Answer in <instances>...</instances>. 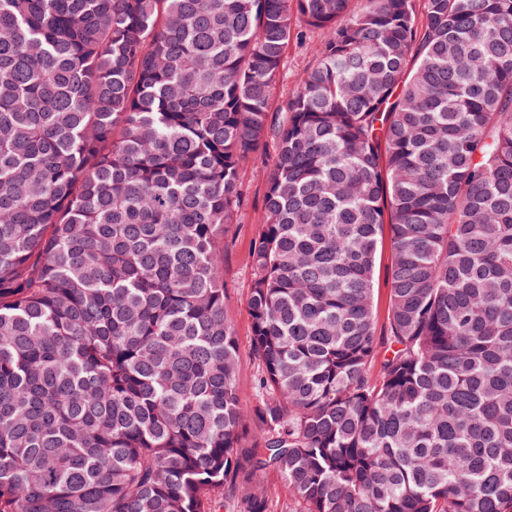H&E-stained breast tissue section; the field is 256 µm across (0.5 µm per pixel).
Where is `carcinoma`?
Instances as JSON below:
<instances>
[{
    "label": "carcinoma",
    "mask_w": 512,
    "mask_h": 512,
    "mask_svg": "<svg viewBox=\"0 0 512 512\" xmlns=\"http://www.w3.org/2000/svg\"><path fill=\"white\" fill-rule=\"evenodd\" d=\"M270 141L251 438L224 238ZM269 470L512 512V0H0V512H269ZM320 39L321 35L319 32H309L304 42L300 43L294 40L288 46L285 57V75L273 89V107H277L288 97L292 89L291 80L293 77L314 63ZM391 229L385 224L381 243L378 247L377 262L373 280V297L376 317L377 336H386L389 331V288L388 271L391 265L392 253L390 246Z\"/></svg>",
    "instance_id": "1"
}]
</instances>
